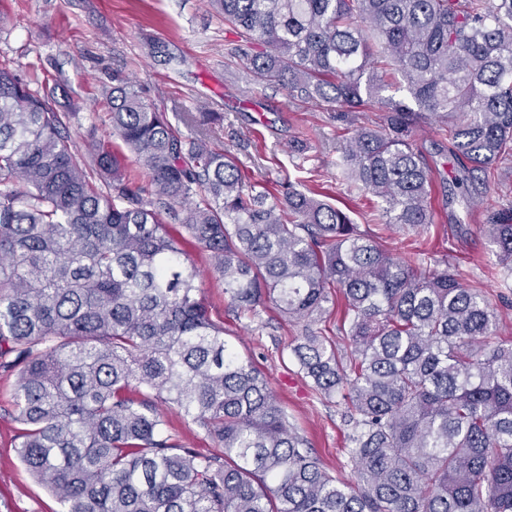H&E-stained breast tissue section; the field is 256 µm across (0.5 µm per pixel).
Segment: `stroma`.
Returning a JSON list of instances; mask_svg holds the SVG:
<instances>
[{
  "label": "stroma",
  "instance_id": "35a3bbf8",
  "mask_svg": "<svg viewBox=\"0 0 512 512\" xmlns=\"http://www.w3.org/2000/svg\"><path fill=\"white\" fill-rule=\"evenodd\" d=\"M0 12L9 17L0 28V62L24 79L45 75L61 82L56 107L68 115L76 148L91 140L119 146L107 104L114 78L131 80L149 105L171 119L206 103L221 115L207 128L211 141L238 158L245 180L290 181L307 196L341 208L362 229L379 233L393 254L412 245L459 266L502 315L499 340L512 343V278L496 275V248L482 229L486 211L467 209L454 192L461 171L438 124H423L414 135L433 168L434 222L419 233L390 228L370 196L339 177L336 168L339 135L371 125L374 112L353 113L343 123L322 106L289 98L283 88L254 84L239 62L225 57L229 33L207 0H0ZM293 140L302 142L301 152L289 151ZM189 254L200 272V296L213 319L223 321L225 340L265 374L326 470L352 480L341 400L317 394L291 354L301 324L269 302L254 317L232 311L207 254L195 247ZM13 390V380L0 378V512H60L15 452L18 425L8 414Z\"/></svg>",
  "mask_w": 512,
  "mask_h": 512
}]
</instances>
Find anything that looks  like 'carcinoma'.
<instances>
[{
    "label": "carcinoma",
    "instance_id": "carcinoma-1",
    "mask_svg": "<svg viewBox=\"0 0 512 512\" xmlns=\"http://www.w3.org/2000/svg\"><path fill=\"white\" fill-rule=\"evenodd\" d=\"M208 2L256 82L344 115L378 104L380 122L340 150L386 224L432 223V171L412 141L429 121L447 127L455 187L484 204L512 156V0ZM36 83L0 64V376H17L19 459L62 512H512V346L493 341L498 314L457 266L396 256L290 183L270 197L120 80L112 134L149 174L137 186L105 145L72 151ZM393 86L410 103L382 95ZM170 220L236 311L270 300L303 324L291 351L320 396L343 401L356 485L325 470L224 339ZM484 228L512 276V206ZM337 293L335 333L313 329ZM165 407L211 447L176 441Z\"/></svg>",
    "mask_w": 512,
    "mask_h": 512
}]
</instances>
